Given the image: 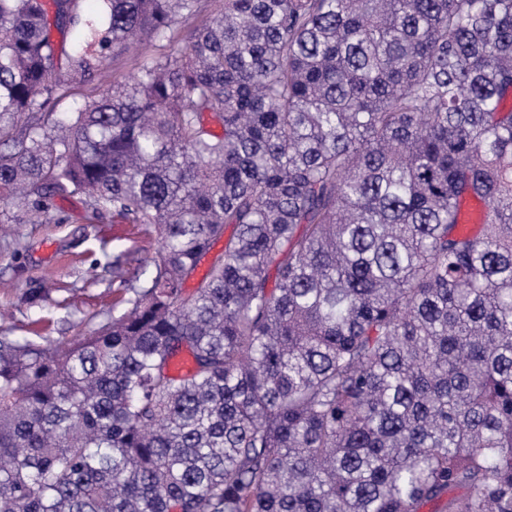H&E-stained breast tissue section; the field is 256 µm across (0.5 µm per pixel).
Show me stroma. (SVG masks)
Segmentation results:
<instances>
[{"mask_svg": "<svg viewBox=\"0 0 512 512\" xmlns=\"http://www.w3.org/2000/svg\"><path fill=\"white\" fill-rule=\"evenodd\" d=\"M57 224L13 222L0 236V336L31 335L54 344L96 331L112 316L121 283L112 261L128 254L131 266L149 251L134 224L92 221L79 197L54 198Z\"/></svg>", "mask_w": 512, "mask_h": 512, "instance_id": "obj_1", "label": "stroma"}]
</instances>
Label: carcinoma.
Instances as JSON below:
<instances>
[{"label":"carcinoma","instance_id":"cac0c4a2","mask_svg":"<svg viewBox=\"0 0 512 512\" xmlns=\"http://www.w3.org/2000/svg\"><path fill=\"white\" fill-rule=\"evenodd\" d=\"M79 2L0 0V205L159 246L0 339V512H512V0Z\"/></svg>","mask_w":512,"mask_h":512}]
</instances>
